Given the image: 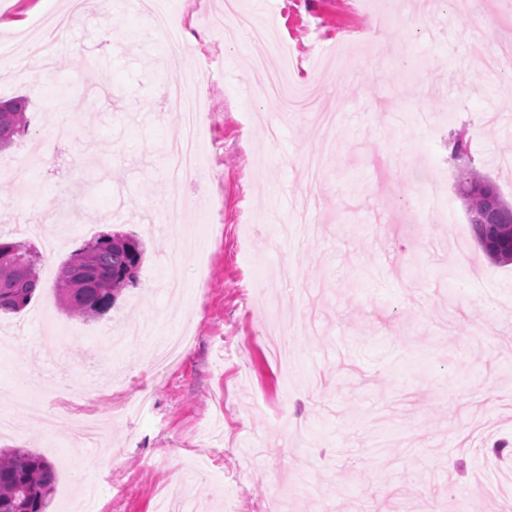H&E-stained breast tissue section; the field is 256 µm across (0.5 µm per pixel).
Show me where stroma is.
<instances>
[{"label": "stroma", "instance_id": "obj_1", "mask_svg": "<svg viewBox=\"0 0 512 512\" xmlns=\"http://www.w3.org/2000/svg\"><path fill=\"white\" fill-rule=\"evenodd\" d=\"M248 16L285 42L268 68L321 85L337 113L336 150L316 192V234L279 240L305 200L302 165L324 133L308 114L278 122L263 95L247 38L224 37V0H160L176 7L187 47L182 79L204 93L211 171L184 182L190 217L214 212L207 235L193 225L177 289L164 266L163 201L172 173L165 148L182 116L168 107L171 77L162 35L129 0L100 14L82 0L49 70L26 60L30 25L66 16L67 0H0V98L28 101L29 131L0 150V239L23 241L28 200L71 198L66 250L110 231L139 235L137 286L105 315L82 321L59 306L56 279H42L29 308L0 316L14 336L0 387L29 373L45 403L24 409L0 396L13 429L0 448H29L56 467L52 512H67L82 485L92 512H154L176 480L199 512H512V494L487 496L505 463L491 448L512 441V265L491 264L474 240L448 161V138L470 143L473 165L512 204V76L474 64L480 36L512 41V0H452L401 12L379 26L378 0H247ZM384 29L395 56L373 36ZM95 69H88V62ZM106 86H91L90 74ZM72 128L56 145L55 123ZM439 170L437 189L414 179ZM451 206L457 233L425 222ZM195 321V337L165 377L149 364L160 330ZM301 328L295 370L281 373L266 334L278 321ZM151 408L119 414L136 390ZM94 401L104 431L76 454L72 429L44 434L46 416ZM224 415L222 445L202 449L198 425Z\"/></svg>", "mask_w": 512, "mask_h": 512}]
</instances>
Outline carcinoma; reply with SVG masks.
<instances>
[{"label":"carcinoma","mask_w":512,"mask_h":512,"mask_svg":"<svg viewBox=\"0 0 512 512\" xmlns=\"http://www.w3.org/2000/svg\"><path fill=\"white\" fill-rule=\"evenodd\" d=\"M28 130L27 102H0V149ZM457 189L474 238L486 257L512 264V205L476 168L460 170ZM144 247L134 235L101 233L73 251L59 268L57 294L63 309L84 321L110 311L122 292L136 286ZM41 256L20 242L0 240V313H19L41 283ZM53 465L28 448L0 449V512H48L55 492Z\"/></svg>","instance_id":"carcinoma-1"}]
</instances>
